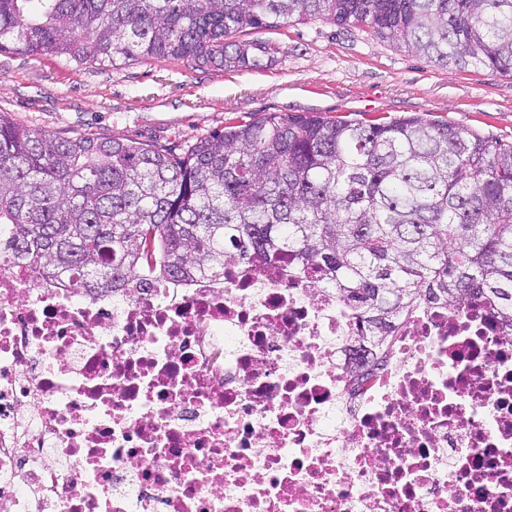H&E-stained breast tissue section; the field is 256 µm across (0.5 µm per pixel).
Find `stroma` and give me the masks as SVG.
<instances>
[{"label":"stroma","instance_id":"1","mask_svg":"<svg viewBox=\"0 0 512 512\" xmlns=\"http://www.w3.org/2000/svg\"><path fill=\"white\" fill-rule=\"evenodd\" d=\"M277 49L261 71L183 62L116 67L0 54V112L35 130L166 145L265 112L331 119L405 115L451 122L512 143V76L439 67L389 40L311 20L261 30Z\"/></svg>","mask_w":512,"mask_h":512}]
</instances>
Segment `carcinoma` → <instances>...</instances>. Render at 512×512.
<instances>
[{
  "mask_svg": "<svg viewBox=\"0 0 512 512\" xmlns=\"http://www.w3.org/2000/svg\"><path fill=\"white\" fill-rule=\"evenodd\" d=\"M326 20L512 75V0H0V52L260 71L249 30ZM0 249L74 288L291 259L384 343L423 303L512 327V144L450 122L269 112L192 142L36 131L0 113Z\"/></svg>",
  "mask_w": 512,
  "mask_h": 512,
  "instance_id": "carcinoma-1",
  "label": "carcinoma"
}]
</instances>
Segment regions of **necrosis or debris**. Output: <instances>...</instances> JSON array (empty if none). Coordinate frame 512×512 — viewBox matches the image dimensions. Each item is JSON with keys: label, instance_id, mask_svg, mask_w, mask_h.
I'll return each mask as SVG.
<instances>
[{"label": "necrosis or debris", "instance_id": "necrosis-or-debris-1", "mask_svg": "<svg viewBox=\"0 0 512 512\" xmlns=\"http://www.w3.org/2000/svg\"><path fill=\"white\" fill-rule=\"evenodd\" d=\"M290 263L73 288L0 255V512H512V328L380 351Z\"/></svg>", "mask_w": 512, "mask_h": 512}]
</instances>
